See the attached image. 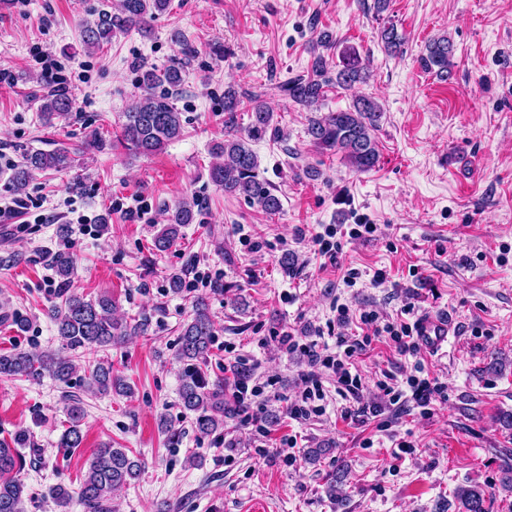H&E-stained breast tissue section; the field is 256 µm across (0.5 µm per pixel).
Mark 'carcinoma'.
Masks as SVG:
<instances>
[{
	"mask_svg": "<svg viewBox=\"0 0 512 512\" xmlns=\"http://www.w3.org/2000/svg\"><path fill=\"white\" fill-rule=\"evenodd\" d=\"M170 0H119L113 10L94 9L92 20L80 23V36L89 50H100L118 33L137 30L149 32L151 22L166 12ZM378 40L390 56L404 53L405 36L394 24L379 28ZM179 56L162 68L143 67L139 83L144 94L122 113L123 122L116 132L117 141L127 150L151 155L169 142L183 135L182 112L175 106L173 95L185 81L186 70L195 55L188 42L175 39ZM336 45L333 35L320 32L311 51V68L306 76L288 79L281 84V91L291 101L310 109L316 107L332 87L353 88L369 78L368 65L354 50L341 53L336 63V75H329V56L322 50ZM453 42L448 36L434 38L425 45L419 57L421 67L447 81L453 77ZM42 94L38 95L40 116L50 126L53 120L73 110L75 102L70 88L47 79L40 80ZM252 122L245 133L234 128V112L241 105L239 94L233 87L224 90V111L228 112L229 130L226 140L211 148L214 161L210 164L209 178L224 188V193L240 195L259 206L265 213L274 215L282 209L280 198L272 192L270 183L260 175L257 155L249 142L260 139L272 127L273 113L265 101L254 95L249 99ZM382 109L375 98L361 95L352 107L328 112L310 120L308 134L315 146L325 152L343 155L347 164L357 171H368L378 162V145L375 131ZM274 128V127H272ZM279 131V128H274ZM73 158L65 148L44 152L27 151L11 169L9 182L17 193L24 192L35 173L45 170H66L72 167ZM196 202L182 201L168 209L166 224L154 239L158 251L167 250L181 236V228L193 223ZM50 265L58 279L60 302L52 305L49 315L57 326L60 349L56 352L34 353L12 349L0 352V377L28 379L46 374L70 385L78 370H84L82 385L92 393L112 392L128 396L130 386L114 372L112 363L96 358L100 352L124 343L135 333L147 334L150 317L142 315L130 324L113 316L112 298L101 295L86 300L67 291L73 272V256L57 252L51 256ZM216 327L210 315L207 297L199 296L192 302L190 319L181 327L173 346L172 359L183 365L179 388L180 404L185 414L192 417V426L199 436H208L224 430L226 419L224 381L209 382L202 365L206 364L214 345ZM91 359L82 361L85 356ZM68 426L61 433L57 448L67 456L81 447L84 435L81 421L84 411L77 401L67 405ZM159 427L171 446L182 442L184 432L172 427L166 416L159 417ZM30 444V435L18 432L10 440L0 439V512H25L26 487L19 475L26 465L21 449ZM144 462L128 453L126 448L104 444L94 453L81 483L78 495L63 484L50 488L49 495L60 512H69L73 500H78L86 512H112V492L137 479ZM455 498L462 505V512H486V493L479 486H460Z\"/></svg>",
	"mask_w": 512,
	"mask_h": 512,
	"instance_id": "cac0c4a2",
	"label": "carcinoma"
}]
</instances>
